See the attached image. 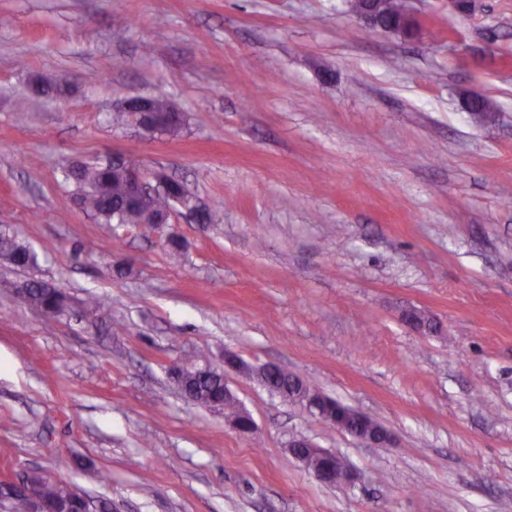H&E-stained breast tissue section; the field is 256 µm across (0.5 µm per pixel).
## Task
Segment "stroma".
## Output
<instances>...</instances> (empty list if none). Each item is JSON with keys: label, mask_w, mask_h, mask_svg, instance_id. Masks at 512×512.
<instances>
[{"label": "stroma", "mask_w": 512, "mask_h": 512, "mask_svg": "<svg viewBox=\"0 0 512 512\" xmlns=\"http://www.w3.org/2000/svg\"><path fill=\"white\" fill-rule=\"evenodd\" d=\"M409 6L411 37L349 0H0V228L36 257L0 265V478L43 470L112 512H512V0ZM38 77L68 88L31 95ZM138 95L171 102L182 137L118 119ZM117 152L221 221L178 219L176 253L152 225L98 223L65 172ZM30 280L106 308L45 320ZM228 353L396 446L230 371L256 425L232 429L171 375ZM296 435L356 485L316 482ZM224 365L232 370L244 373H254L260 377L269 373H274L278 370V367L273 364H264L258 367H253L240 357L233 354H226L224 356ZM265 385L270 391L283 392L286 390L288 391L289 396L301 394L308 399L321 403V405L326 401H332L335 405L336 402H338L325 396L317 386L310 384L303 379L284 371L283 369L279 370L277 373L269 374L265 379ZM348 410H349L351 419L354 420V422L356 423V426L354 428L346 429L344 423H339V424H336L337 430L345 432V433L351 435L352 437H354L358 440H361V441L372 442V443H381V444H386V445H394V439H393L392 435L382 426L375 425L373 423L374 421L372 420V418H370L363 412L355 410L351 407H348ZM361 425H370L372 427V429L375 430L373 438L368 439L365 437H361L358 434V428ZM297 448H313L323 458H329L332 460H334V459L336 460V458H337L340 460V462H343L342 458L337 456L335 453L327 451L322 448H318V446H316L314 443H312L309 439H307L304 436H296V437H293L288 442V450H289V453L295 459H297L298 461L303 463L304 466H306V457L301 455L299 453V451L297 450ZM306 452L308 454V459L310 461V464H309L310 468L314 467L316 469H320L321 467H323L325 465V460L323 458L318 457L314 454H310L307 449H306Z\"/></svg>", "instance_id": "35a3bbf8"}]
</instances>
